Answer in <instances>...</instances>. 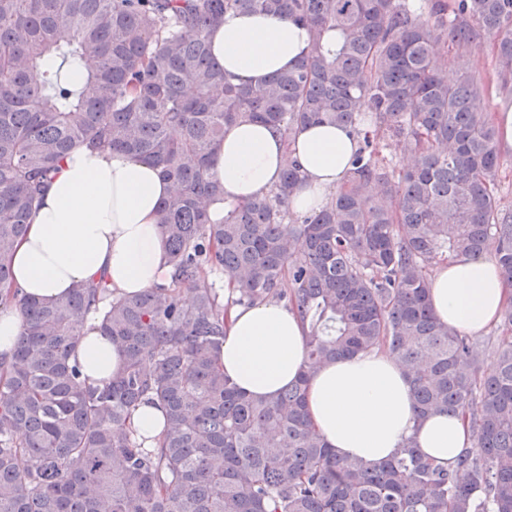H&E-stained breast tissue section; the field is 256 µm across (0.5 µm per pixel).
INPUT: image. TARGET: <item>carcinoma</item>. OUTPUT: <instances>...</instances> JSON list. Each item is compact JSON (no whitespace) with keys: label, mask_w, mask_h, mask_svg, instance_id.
<instances>
[{"label":"carcinoma","mask_w":512,"mask_h":512,"mask_svg":"<svg viewBox=\"0 0 512 512\" xmlns=\"http://www.w3.org/2000/svg\"><path fill=\"white\" fill-rule=\"evenodd\" d=\"M255 11L310 32L298 65L258 85L228 78L206 38L227 13ZM488 39L509 92L512 0H0V307L24 316L0 360V512H512V310L487 375L485 351L428 303L445 259L488 253L512 283L500 149L486 86L465 69ZM439 45L454 82L435 65ZM244 118L286 141L321 124L358 138L326 207L290 221L292 162L267 196L211 220L209 161ZM390 140L410 169L383 154ZM84 144L172 183L158 211L171 282L112 301L98 330L123 363L98 385L71 357L83 314L111 294L105 278L52 305L7 287L11 247ZM217 271L238 279L234 303L298 312L308 372L383 346L417 415L460 413L474 446L446 467L410 445L381 464L336 457L310 424L306 376L255 399L224 375ZM149 400L165 410L158 448L131 426Z\"/></svg>","instance_id":"obj_1"}]
</instances>
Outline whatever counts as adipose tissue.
<instances>
[{
    "label": "adipose tissue",
    "mask_w": 512,
    "mask_h": 512,
    "mask_svg": "<svg viewBox=\"0 0 512 512\" xmlns=\"http://www.w3.org/2000/svg\"><path fill=\"white\" fill-rule=\"evenodd\" d=\"M309 40L308 29L261 12L227 14L209 35L225 74L253 84L296 66ZM356 148L355 136L332 125L304 128L287 147L264 124L238 123L225 131L211 161L210 174L223 189L211 217L221 219L229 203L268 193L292 160L302 174L292 211L320 210L346 179ZM170 192L151 163L86 146L74 150L13 246L11 287L51 303L101 274L117 297L166 284L172 267L157 210ZM429 303L439 322L474 336L500 323L512 306V289L494 259L482 254L438 265ZM109 307L105 299L85 314L87 331L76 350L93 384L109 380L122 364L111 339L97 329ZM305 331L297 312L282 304L229 305L220 359L225 375L249 396L278 394L305 368ZM306 402L313 429L341 458L379 464L410 442L426 459L447 465L473 445L461 415L417 416L411 382L385 349L320 365L309 378Z\"/></svg>",
    "instance_id": "ef3b65f1"
}]
</instances>
